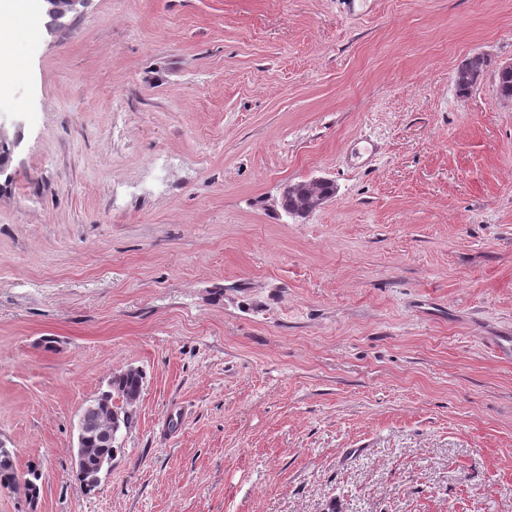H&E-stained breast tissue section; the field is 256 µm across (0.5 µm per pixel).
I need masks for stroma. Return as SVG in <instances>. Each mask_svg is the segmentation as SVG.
<instances>
[{"instance_id":"35a3bbf8","label":"stroma","mask_w":512,"mask_h":512,"mask_svg":"<svg viewBox=\"0 0 512 512\" xmlns=\"http://www.w3.org/2000/svg\"><path fill=\"white\" fill-rule=\"evenodd\" d=\"M0 85V512H512V0H89ZM326 179L306 217L284 187ZM145 374L95 492L78 415ZM490 66L489 59L483 55V54H476L464 61V63L461 64L459 69H464L469 76L470 79V85L469 86H457L459 91L462 94L468 93L471 89H473L477 83L480 81L481 77L483 76L485 70ZM458 69V70H459ZM468 76L466 73L462 71H458L456 74L457 81L458 82H464L468 79ZM42 479L41 472L31 467L22 479L16 470L14 453L0 452V486L4 488H22L24 497L31 504L39 494L38 482Z\"/></svg>"}]
</instances>
